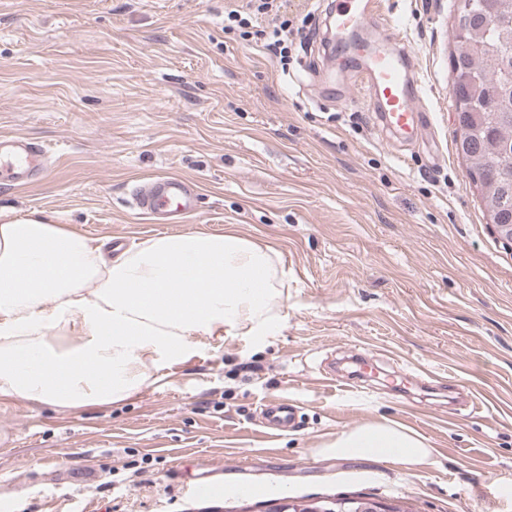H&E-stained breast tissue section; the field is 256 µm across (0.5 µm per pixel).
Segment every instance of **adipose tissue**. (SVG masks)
Masks as SVG:
<instances>
[{
	"label": "adipose tissue",
	"instance_id": "obj_1",
	"mask_svg": "<svg viewBox=\"0 0 512 512\" xmlns=\"http://www.w3.org/2000/svg\"><path fill=\"white\" fill-rule=\"evenodd\" d=\"M284 271L236 232L150 237L106 259L51 216H0V397L60 408L137 393L193 336L272 335ZM325 455L420 471L425 438L387 419L337 433Z\"/></svg>",
	"mask_w": 512,
	"mask_h": 512
}]
</instances>
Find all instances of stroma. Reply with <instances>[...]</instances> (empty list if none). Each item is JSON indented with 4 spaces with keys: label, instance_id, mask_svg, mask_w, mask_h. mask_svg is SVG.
I'll return each instance as SVG.
<instances>
[{
    "label": "stroma",
    "instance_id": "obj_1",
    "mask_svg": "<svg viewBox=\"0 0 512 512\" xmlns=\"http://www.w3.org/2000/svg\"><path fill=\"white\" fill-rule=\"evenodd\" d=\"M427 88L430 127L390 141L358 91L323 93L318 36L287 64L224 29L227 0H0V133L52 167L0 182V213L42 212L97 242L230 229L287 272L274 335L192 337L193 357L103 406L0 398L10 512H267L282 498L402 496L418 512H512V245L455 146V0H385ZM179 174L198 210L155 224L134 184ZM408 382V396L392 384ZM285 398L293 428L262 422ZM435 463L413 472L319 450L380 417ZM219 485L195 497L189 486Z\"/></svg>",
    "mask_w": 512,
    "mask_h": 512
}]
</instances>
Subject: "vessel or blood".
Here are the masks:
<instances>
[{"mask_svg":"<svg viewBox=\"0 0 512 512\" xmlns=\"http://www.w3.org/2000/svg\"><path fill=\"white\" fill-rule=\"evenodd\" d=\"M378 7L377 0H333L329 19L341 56L324 83L330 89L339 84L361 88L376 105L383 129L413 142L429 125L422 107L425 87L414 70V53L405 33L391 19H374ZM46 168L39 144L18 134H0V180L27 185ZM132 196L136 210L154 223L172 224L194 210L197 186L173 175H158L136 185ZM263 414L269 427L281 431L296 422L293 406L284 400L265 404Z\"/></svg>","mask_w":512,"mask_h":512,"instance_id":"obj_1","label":"vessel or blood"}]
</instances>
